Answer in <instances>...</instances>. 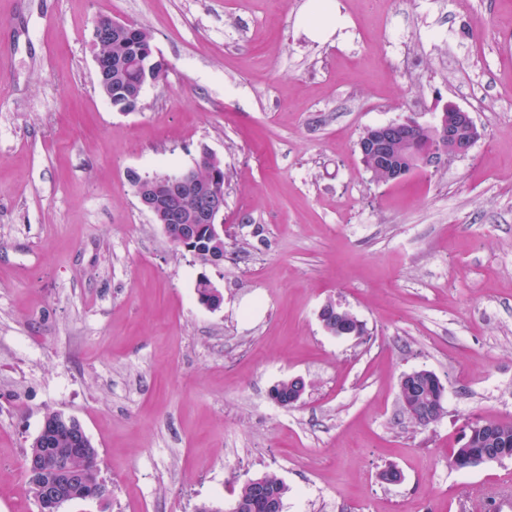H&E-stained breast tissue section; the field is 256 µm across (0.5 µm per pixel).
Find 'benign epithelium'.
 I'll return each instance as SVG.
<instances>
[{"label": "benign epithelium", "instance_id": "obj_1", "mask_svg": "<svg viewBox=\"0 0 512 512\" xmlns=\"http://www.w3.org/2000/svg\"><path fill=\"white\" fill-rule=\"evenodd\" d=\"M141 67L148 75L142 83L125 93L119 99L106 93V99L117 112H132V101L141 96L145 86L153 83L149 71L162 63L153 44L140 51ZM94 63L100 83L112 87V69L121 70L124 64L112 65V60L94 54ZM479 137V131L467 110L447 104L436 116L431 125L416 121L389 122L366 128L363 138L358 141V149L363 159L371 160L372 167L388 184L398 183L415 171L438 165L442 155L434 152L437 145L446 146L447 157L455 158L469 154ZM129 177L138 196L141 207L155 223L162 226L170 241L197 255L193 242L204 237L208 246V266H218L224 262V196L216 191L215 183L221 179V170L214 167L212 182L204 183L198 177V166L182 170L176 176H142L132 170ZM190 196L196 200V207L190 214L172 206L177 197ZM179 228L172 230V225ZM331 313L336 316V331L339 337L360 336L363 325L351 317L346 310L333 302L324 304L318 313L323 318ZM82 480V475L74 469L54 473L52 481L45 486L55 506L59 507L67 499L66 491Z\"/></svg>", "mask_w": 512, "mask_h": 512}]
</instances>
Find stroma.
Here are the masks:
<instances>
[{
  "instance_id": "35a3bbf8",
  "label": "stroma",
  "mask_w": 512,
  "mask_h": 512,
  "mask_svg": "<svg viewBox=\"0 0 512 512\" xmlns=\"http://www.w3.org/2000/svg\"><path fill=\"white\" fill-rule=\"evenodd\" d=\"M0 0V512H39L22 469L46 413L77 419L106 499L62 512H229L242 482L283 512H464L512 493V459L457 470L478 418L512 421V0ZM166 63L138 111L94 67L101 18ZM468 110L467 156L375 181L369 126ZM222 162L226 254L200 266L129 170ZM224 301L210 310L195 284ZM364 325L328 334L326 302ZM437 375L445 413L403 412ZM303 378L293 407L278 382ZM397 468L402 479L382 481ZM425 374H434V373L431 372V371H428V370H418V371H413L411 373L405 374L401 378V380H400L399 390L402 389V387L405 385V383H407L410 387H412L414 385V381L419 376L425 375ZM436 379H437V381L439 383V388L441 390V395L439 397H437V398L432 397L431 400H430V404L427 407L419 406V407H417V409L415 411L411 410V414L413 416H417V415H434L435 413L439 412V410L441 408V405H442L443 398H444V396L442 395L443 384L441 383V381L439 380V378L437 376H436ZM287 493V485L275 473H265L239 486L231 511L265 512L268 497L278 496L284 502Z\"/></svg>"
}]
</instances>
